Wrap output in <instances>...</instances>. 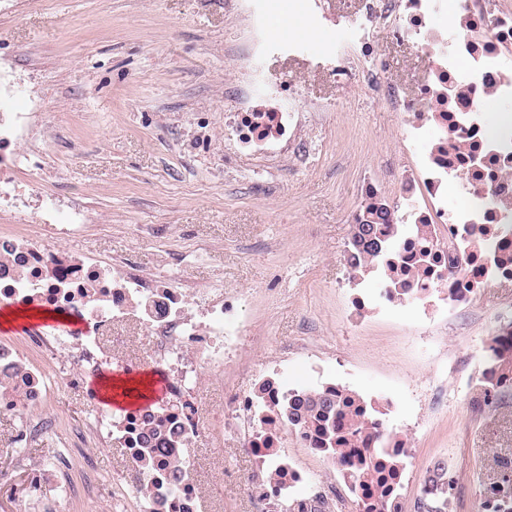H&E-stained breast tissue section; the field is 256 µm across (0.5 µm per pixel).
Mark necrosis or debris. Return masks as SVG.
<instances>
[{
  "label": "necrosis or debris",
  "mask_w": 512,
  "mask_h": 512,
  "mask_svg": "<svg viewBox=\"0 0 512 512\" xmlns=\"http://www.w3.org/2000/svg\"><path fill=\"white\" fill-rule=\"evenodd\" d=\"M447 7V0H365L362 58L355 64L336 60L338 81L379 83L371 45L381 29L408 41L428 67L415 96L384 91L399 117L398 136L424 142L427 149L403 166L394 182L368 176L360 184L364 199L391 194L399 216L398 224L383 229L384 237L397 243L396 271L382 276L371 295L353 296L361 314L416 302L427 319L432 302L470 310L478 288L512 284V117L494 134L482 108L490 96L512 100V5L457 0L451 22L435 23ZM11 71V63L0 60V301L46 307L77 319L78 326L37 338L51 362L47 368L31 362L15 344L0 342V410L40 417L53 381L110 370L113 330L136 325L154 338L149 358L167 376V396L155 408H132L117 418L99 411L92 427L101 439L123 444L129 428H152L174 418L182 436L165 453L184 478L175 485L154 482L132 458L113 474V482L133 491L148 487L150 496H163L164 512H196L198 478L189 447L202 436L221 445L225 428L231 427L241 437L242 451L259 461L241 478L247 496L262 510L283 506L304 473L278 450L291 442L320 456L316 435L286 421L267 428L253 415L248 394L231 396L220 409L206 408L197 398L206 377L223 373L225 362L241 355L248 328L236 300L222 289L175 276L167 260L146 272L121 259L63 251V243L97 227L98 218L72 201L30 193L19 181L22 169L34 165L27 148L45 100L41 91H32V110L18 111L23 89ZM252 98V91H244L242 111L227 118L229 139L263 157L281 152L289 133L300 127V114L259 111ZM452 186L459 193L453 208L448 205ZM416 224L429 225L430 249L414 235ZM369 422L374 438L357 443L356 452L396 448L403 461H410L411 448L394 435L380 404H373Z\"/></svg>",
  "instance_id": "4bbe7bcc"
}]
</instances>
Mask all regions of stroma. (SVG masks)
Listing matches in <instances>:
<instances>
[{"label":"stroma","instance_id":"stroma-1","mask_svg":"<svg viewBox=\"0 0 512 512\" xmlns=\"http://www.w3.org/2000/svg\"><path fill=\"white\" fill-rule=\"evenodd\" d=\"M0 10V56L12 58L23 87L48 98L36 146L56 181L29 169L39 191L101 213L105 230L73 239L66 251L124 256L146 271L169 252L184 278L243 295L241 315L255 336L242 359L198 393L224 406L249 393L253 366L279 374L291 389L338 381L364 399L390 400L397 433L414 450L404 512L433 461L449 458L456 512H481L493 455L512 458V395L478 412L470 362L490 331L512 323V285H486L475 309L443 324L397 307L346 316L354 293H373L378 278L349 277L345 255L358 187L369 172L406 165L414 145L397 133L398 117L370 84L344 85L331 74L337 51H360L355 25L362 0H18ZM257 41L255 105L284 107L296 85L300 111L318 106L319 123L297 138L286 159L259 170L250 149L228 140L224 118L239 111L234 53ZM383 83L413 95L427 76L408 42L377 33ZM288 367L277 372L279 357ZM92 377L52 385L44 418L15 453L21 419L0 412V512H31L19 492L28 463L70 464L57 478L79 488L93 476L100 494L77 492L58 512H140L142 500L112 484L124 448L90 428L103 404ZM199 474V512H253L240 477L254 462L233 429L224 443L191 449ZM220 488H213V481Z\"/></svg>","mask_w":512,"mask_h":512}]
</instances>
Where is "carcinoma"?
I'll use <instances>...</instances> for the list:
<instances>
[{"instance_id": "carcinoma-1", "label": "carcinoma", "mask_w": 512, "mask_h": 512, "mask_svg": "<svg viewBox=\"0 0 512 512\" xmlns=\"http://www.w3.org/2000/svg\"><path fill=\"white\" fill-rule=\"evenodd\" d=\"M361 216L371 241L365 245L351 244L350 251L354 253L355 262L349 261L347 265L352 278L394 271V245L378 232V225L392 223L394 211L370 199L361 206ZM489 362L495 371L503 375L511 374L512 344L495 342L490 348ZM262 409L267 412L262 421L268 425L276 419H285L306 426L318 436L329 457L338 463L344 461L347 449L354 447L361 437L370 433L367 422L370 404L345 389L291 390L283 397L272 398L262 404ZM176 435L175 429L164 435L144 432L133 434L134 442L139 446L138 459L146 470L158 474L173 467L158 445L173 440ZM402 466L403 462L396 452L360 456L354 465V478L365 489V496L356 498L358 512H387L390 482L399 474ZM511 468V459L495 456V467L485 482L488 495L482 501V512H512V495L497 494L502 489L497 481L498 476ZM428 481L436 486L437 495L430 500L423 495L417 497L415 512H452V491L456 479L448 466L435 462Z\"/></svg>"}]
</instances>
